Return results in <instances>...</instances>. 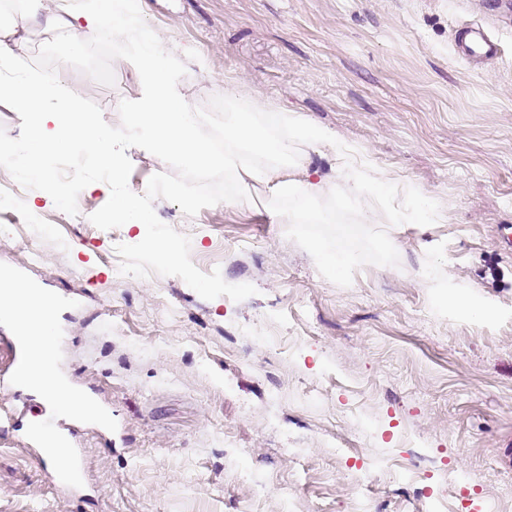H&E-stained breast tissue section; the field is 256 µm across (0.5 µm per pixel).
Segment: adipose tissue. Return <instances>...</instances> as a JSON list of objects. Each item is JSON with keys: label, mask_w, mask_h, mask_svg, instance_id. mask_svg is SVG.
Segmentation results:
<instances>
[{"label": "adipose tissue", "mask_w": 512, "mask_h": 512, "mask_svg": "<svg viewBox=\"0 0 512 512\" xmlns=\"http://www.w3.org/2000/svg\"><path fill=\"white\" fill-rule=\"evenodd\" d=\"M26 7L33 21L48 28L69 27L74 18L84 19L90 33L100 24H107L114 43L128 55L139 85V95L127 114L133 138L153 147L161 159L174 157L191 169L220 166L236 177L240 187L255 182L266 186L272 194L297 198L301 210L283 215L282 223H314L316 202L332 192L364 200L384 188L385 182L379 177L343 164L337 167L332 179L306 170L300 178L286 177L283 164L294 157V141L322 149L330 147L331 139L302 118L291 121L289 137H271L254 120L255 114L268 107L259 97L247 102V116L225 121V148L216 151L203 136L200 117L177 79L179 58L164 50L158 35L143 24L130 0H83L68 18L44 11L42 0H28Z\"/></svg>", "instance_id": "ef3b65f1"}]
</instances>
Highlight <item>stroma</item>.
Segmentation results:
<instances>
[{
    "label": "stroma",
    "mask_w": 512,
    "mask_h": 512,
    "mask_svg": "<svg viewBox=\"0 0 512 512\" xmlns=\"http://www.w3.org/2000/svg\"><path fill=\"white\" fill-rule=\"evenodd\" d=\"M181 58L178 81L208 133L224 128V87L264 98L280 118L327 131L335 153L304 144V165L345 162L387 189L359 223L357 200L328 195L318 224H277L295 199L261 184L248 200L187 216L191 260L255 295L203 299L181 278H116L111 231L70 223L27 190L21 223L0 209V262L77 300L60 316L62 371L115 418L77 424L86 488L50 483L23 429L0 422V512H356L370 466L376 512H423L386 466L420 444L432 494L466 476L465 512H512V8L505 0H135ZM485 19L495 60L460 57L455 38ZM33 60L53 34L25 9L5 15ZM207 68H200L197 54ZM113 85L61 65L66 83L119 125L138 85L128 60ZM428 195L420 220L410 190ZM354 261L338 272L318 253ZM456 289L486 317L448 310ZM319 389L318 402L301 396ZM349 448L341 458L329 440ZM304 451L301 463L286 456ZM231 450L235 472L221 453Z\"/></svg>",
    "instance_id": "obj_1"
}]
</instances>
